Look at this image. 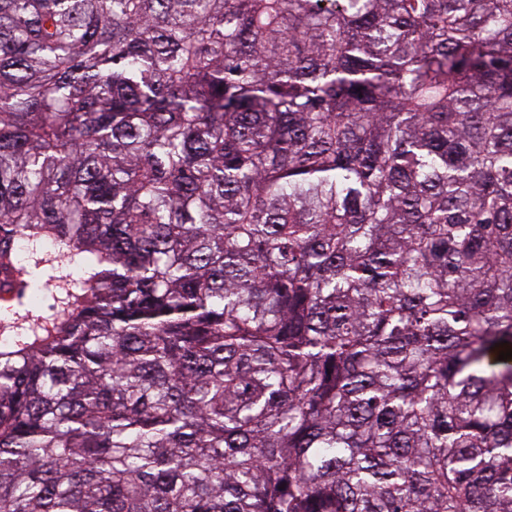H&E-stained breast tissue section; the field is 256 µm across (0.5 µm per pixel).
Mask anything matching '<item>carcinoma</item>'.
I'll use <instances>...</instances> for the list:
<instances>
[{"mask_svg": "<svg viewBox=\"0 0 512 512\" xmlns=\"http://www.w3.org/2000/svg\"><path fill=\"white\" fill-rule=\"evenodd\" d=\"M23 246L0 512H512V0H0ZM25 256V264L44 276V280L52 276L53 280L49 282L44 291L41 293L36 303H29L24 300L22 305H14L12 309L7 308L0 301V340L9 339L11 336H18L24 329L32 326L37 322L51 321L58 317L61 307L58 305L56 297H62L67 283L74 282L80 287L78 282L81 278L77 265L58 266L56 262H44L47 258L42 251L27 253ZM39 265L35 268V264ZM73 280V281H72ZM60 286V287H59Z\"/></svg>", "mask_w": 512, "mask_h": 512, "instance_id": "cac0c4a2", "label": "carcinoma"}]
</instances>
